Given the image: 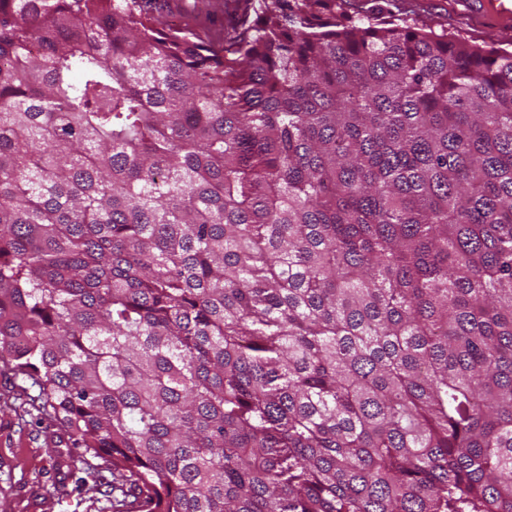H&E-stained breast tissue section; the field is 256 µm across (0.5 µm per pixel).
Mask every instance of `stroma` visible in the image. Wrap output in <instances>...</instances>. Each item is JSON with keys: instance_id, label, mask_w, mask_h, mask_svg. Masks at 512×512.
Masks as SVG:
<instances>
[{"instance_id": "obj_1", "label": "stroma", "mask_w": 512, "mask_h": 512, "mask_svg": "<svg viewBox=\"0 0 512 512\" xmlns=\"http://www.w3.org/2000/svg\"><path fill=\"white\" fill-rule=\"evenodd\" d=\"M419 24L461 34L470 42H512L470 19L462 0H408ZM36 391L0 361V512H110L97 490L80 484L78 460L66 452L58 428L38 422L31 406Z\"/></svg>"}]
</instances>
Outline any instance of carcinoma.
Wrapping results in <instances>:
<instances>
[{
    "instance_id": "1",
    "label": "carcinoma",
    "mask_w": 512,
    "mask_h": 512,
    "mask_svg": "<svg viewBox=\"0 0 512 512\" xmlns=\"http://www.w3.org/2000/svg\"><path fill=\"white\" fill-rule=\"evenodd\" d=\"M147 2L0 0L32 407L112 512H512V50ZM194 0H152L151 6L159 20L167 26L198 30L187 10Z\"/></svg>"
}]
</instances>
